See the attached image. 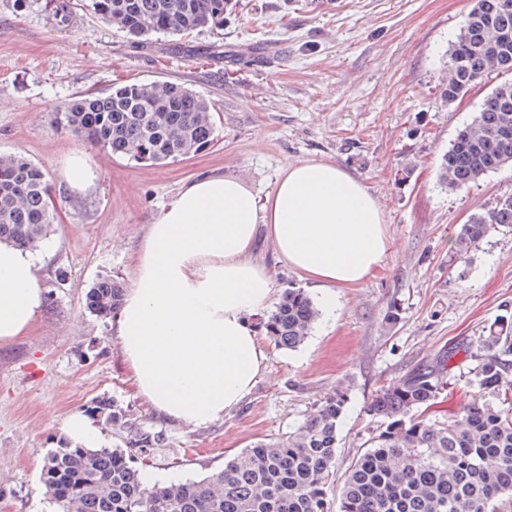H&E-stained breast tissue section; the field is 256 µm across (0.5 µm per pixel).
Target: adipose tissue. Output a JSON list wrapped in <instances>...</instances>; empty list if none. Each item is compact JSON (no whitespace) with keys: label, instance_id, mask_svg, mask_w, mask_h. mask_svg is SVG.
Returning a JSON list of instances; mask_svg holds the SVG:
<instances>
[{"label":"adipose tissue","instance_id":"obj_1","mask_svg":"<svg viewBox=\"0 0 512 512\" xmlns=\"http://www.w3.org/2000/svg\"><path fill=\"white\" fill-rule=\"evenodd\" d=\"M262 230L277 260L320 289L329 315L337 289L372 277L390 247L376 198L330 162L289 166L263 197L233 176L187 184L148 225L112 323L134 390L156 416L194 428L223 420L263 374L254 318L276 288L254 254ZM46 308L38 256L0 243V345L28 335Z\"/></svg>","mask_w":512,"mask_h":512}]
</instances>
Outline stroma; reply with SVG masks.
<instances>
[{
    "label": "stroma",
    "mask_w": 512,
    "mask_h": 512,
    "mask_svg": "<svg viewBox=\"0 0 512 512\" xmlns=\"http://www.w3.org/2000/svg\"><path fill=\"white\" fill-rule=\"evenodd\" d=\"M223 28L131 43L81 6L54 13L50 0L14 11L0 0V154L44 166L57 206L38 255L48 290L29 336L0 346V512H54L41 471L59 445L63 419L116 401L145 429L162 433L145 469L156 483L202 479L255 443L297 430L336 391L347 403L338 428V503L344 475L374 420L376 390L450 345H475L500 317L512 318V226H497L467 254L455 238L469 217L512 193V166L448 191L442 155L500 81L492 76L448 103V48L474 0H230ZM276 62L241 68L255 50ZM176 81L201 94L219 140L163 165L104 156L57 130L56 107L77 92L106 93L125 81ZM84 152L93 170L78 191L63 168ZM344 168L375 196L391 235L380 268L336 291L335 316H320L298 348L267 345L266 369L223 421L189 428L155 416L133 387L111 324L85 295L102 277L131 285L151 220L200 176L230 174L272 193L290 165ZM398 305L400 318L386 314ZM470 360L448 364L445 410L477 394Z\"/></svg>",
    "instance_id": "35a3bbf8"
}]
</instances>
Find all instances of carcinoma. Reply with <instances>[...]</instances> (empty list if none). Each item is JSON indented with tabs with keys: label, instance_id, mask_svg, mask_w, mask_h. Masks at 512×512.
<instances>
[{
	"label": "carcinoma",
	"instance_id": "obj_1",
	"mask_svg": "<svg viewBox=\"0 0 512 512\" xmlns=\"http://www.w3.org/2000/svg\"><path fill=\"white\" fill-rule=\"evenodd\" d=\"M103 22L140 42L151 34L183 35L224 26L227 0H80ZM512 32V7L475 0L449 50L451 78L443 90L461 101L478 81L512 73L503 64L500 30ZM512 80L498 84L473 122L442 156L439 182L450 191L477 183L512 164ZM58 129L115 157L167 164L210 150L218 140L207 101L179 83L131 82L108 93L75 96L55 110ZM55 206L47 170L23 157L0 159V243L32 249L46 238ZM499 224H512V193L475 214L455 238L464 255ZM125 290L111 277L96 281L86 309L116 315ZM320 310L290 288L261 321L276 347H299ZM479 351L457 344L420 363L373 395L369 411L382 419L367 448L352 458L337 512H512V322L497 320L479 337ZM469 355L480 395L461 410L434 419L428 412L447 386L448 362ZM346 393L330 396L294 432L261 441L202 479L148 486L141 466L164 446L121 407L98 401L88 412L124 433L125 448H73L67 440L45 459L41 478L58 512H332L327 489L335 476L338 425Z\"/></svg>",
	"mask_w": 512,
	"mask_h": 512
}]
</instances>
